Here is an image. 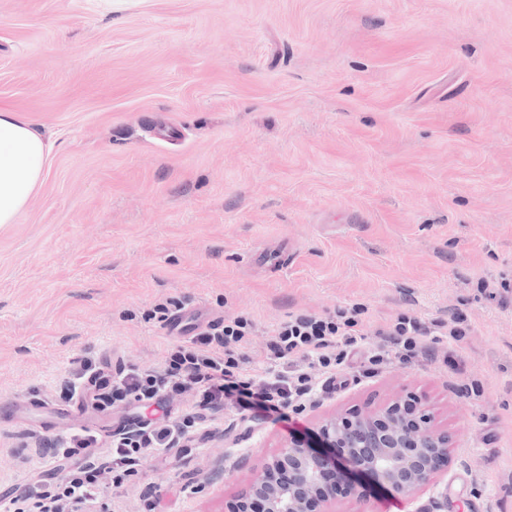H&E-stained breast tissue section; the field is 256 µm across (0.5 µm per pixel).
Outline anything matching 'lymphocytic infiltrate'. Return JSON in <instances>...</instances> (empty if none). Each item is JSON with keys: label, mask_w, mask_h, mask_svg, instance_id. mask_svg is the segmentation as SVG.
I'll return each instance as SVG.
<instances>
[{"label": "lymphocytic infiltrate", "mask_w": 512, "mask_h": 512, "mask_svg": "<svg viewBox=\"0 0 512 512\" xmlns=\"http://www.w3.org/2000/svg\"><path fill=\"white\" fill-rule=\"evenodd\" d=\"M463 316L450 322L426 324L403 313L384 331V342L370 352L369 367L390 362L410 364L432 355L425 339L431 335L464 334ZM251 320L238 317L230 321L208 323L190 341L172 346L165 366L158 371L136 367L105 375L91 362H83L78 378L88 380L100 390H111L113 399L134 398L164 405L170 394L194 392L198 407L256 411L265 420L286 419L288 411H300L310 397L317 380L332 384L336 370L348 356V350L364 339L367 330L357 310L317 315L303 312L281 323L269 346L268 357L283 361L277 371L258 375L250 367L251 359L242 350ZM195 424L193 416L174 419L163 414L157 420L140 422L131 431L118 433L104 450H97L93 434H77L71 443L44 445L40 453L67 475L55 483L33 480L15 488L8 512H88L100 505L110 485H122L138 476L137 466L149 452L162 453L175 448Z\"/></svg>", "instance_id": "lymphocytic-infiltrate-1"}]
</instances>
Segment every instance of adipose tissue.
<instances>
[{
    "label": "adipose tissue",
    "mask_w": 512,
    "mask_h": 512,
    "mask_svg": "<svg viewBox=\"0 0 512 512\" xmlns=\"http://www.w3.org/2000/svg\"><path fill=\"white\" fill-rule=\"evenodd\" d=\"M53 150L17 112L0 108V227L17 223Z\"/></svg>",
    "instance_id": "adipose-tissue-1"
}]
</instances>
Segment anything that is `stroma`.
Listing matches in <instances>:
<instances>
[{
	"mask_svg": "<svg viewBox=\"0 0 512 512\" xmlns=\"http://www.w3.org/2000/svg\"><path fill=\"white\" fill-rule=\"evenodd\" d=\"M0 106L54 143L0 227V499L43 442L135 420L61 396L78 362L159 368L184 325L248 317L265 370L300 311L467 318L436 359L364 374L289 421L225 410L149 455L109 512H225L292 436L411 395L455 439L441 512H512V0H0ZM453 351L454 362L438 357ZM364 482L332 512H420Z\"/></svg>",
	"mask_w": 512,
	"mask_h": 512,
	"instance_id": "1",
	"label": "stroma"
}]
</instances>
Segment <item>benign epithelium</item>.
<instances>
[{
    "mask_svg": "<svg viewBox=\"0 0 512 512\" xmlns=\"http://www.w3.org/2000/svg\"><path fill=\"white\" fill-rule=\"evenodd\" d=\"M320 444L290 438L227 512H329L361 476L404 499L434 487L453 460V439L427 406L395 401L367 414L324 419Z\"/></svg>",
    "mask_w": 512,
    "mask_h": 512,
    "instance_id": "obj_1",
    "label": "benign epithelium"
}]
</instances>
